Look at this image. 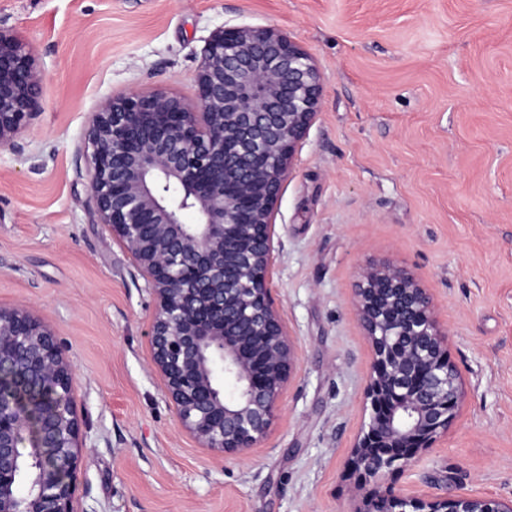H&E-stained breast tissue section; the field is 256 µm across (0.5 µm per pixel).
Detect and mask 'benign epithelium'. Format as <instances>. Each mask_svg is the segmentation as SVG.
<instances>
[{"instance_id":"1","label":"benign epithelium","mask_w":512,"mask_h":512,"mask_svg":"<svg viewBox=\"0 0 512 512\" xmlns=\"http://www.w3.org/2000/svg\"><path fill=\"white\" fill-rule=\"evenodd\" d=\"M43 81L32 51L0 26L1 148H19ZM196 85L193 105L136 89L98 105L90 210L152 297V370L181 430L226 461L267 439L295 375L296 342L271 288L273 219L322 85L306 49L251 25L210 33ZM353 305L372 354L368 421L348 461L358 512H512V500L380 484L448 435L462 386L448 326L413 272L365 265ZM75 382L56 333L0 305V512H76L86 442Z\"/></svg>"}]
</instances>
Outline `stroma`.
Masks as SVG:
<instances>
[{"label":"stroma","mask_w":512,"mask_h":512,"mask_svg":"<svg viewBox=\"0 0 512 512\" xmlns=\"http://www.w3.org/2000/svg\"><path fill=\"white\" fill-rule=\"evenodd\" d=\"M0 25L44 73L40 115L0 148V304L67 344L87 428L78 512H352L371 372L352 295L373 260L433 294L463 382L448 436L384 485L512 499V0H0ZM224 25L286 33L323 87L275 214L296 376L262 447L226 463L158 388L152 299L91 218L85 142L112 93L195 101Z\"/></svg>","instance_id":"stroma-1"}]
</instances>
